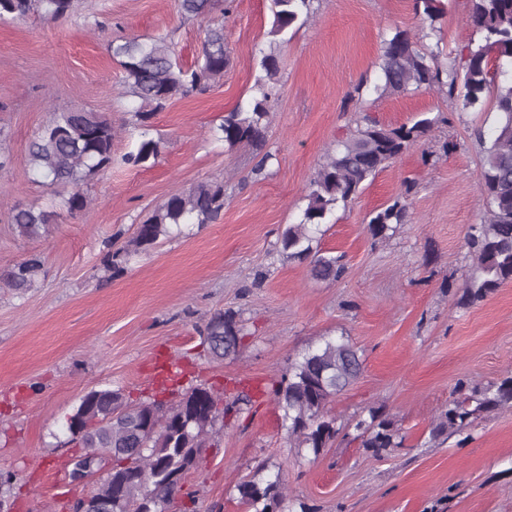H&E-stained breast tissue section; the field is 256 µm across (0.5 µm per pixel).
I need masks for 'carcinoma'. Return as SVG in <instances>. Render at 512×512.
Wrapping results in <instances>:
<instances>
[{
  "label": "carcinoma",
  "instance_id": "carcinoma-1",
  "mask_svg": "<svg viewBox=\"0 0 512 512\" xmlns=\"http://www.w3.org/2000/svg\"><path fill=\"white\" fill-rule=\"evenodd\" d=\"M313 0H272L274 21L270 34H284L303 15H309ZM74 0H0V19L22 20L37 13L47 20L68 16ZM187 17L203 18L213 9L212 0H180ZM416 10L431 22L443 13L441 0H416ZM468 22L479 39L470 40L442 72L436 55L421 52L401 30L385 41L380 65L383 84L375 91L401 94L441 85L448 97L462 108L483 102L495 90L498 125L491 138L483 131L475 137L483 151L479 180L485 199L486 219L470 226L466 245L475 260V272L466 276L463 298L483 299L501 284L512 281V0H472ZM123 70L126 93L140 101L134 111L141 139L135 150L122 156L123 164L141 168L157 159L162 141L149 136L150 120L178 98L206 90L209 82L224 76L229 57L224 45V27L207 29L197 62L181 66L171 43L157 38L149 43L128 41L112 47ZM263 75L256 82L258 95L245 106L226 113L218 126L219 139L228 148L241 144L260 148L265 142L266 119L274 100L278 75L275 55L260 61ZM430 118L388 129L366 116L362 124L340 140L310 183L307 205L301 220L289 225L282 245L288 259L306 261L315 279L337 281L345 272L342 257L313 246V227L341 204L355 198L364 183L386 164L427 135ZM112 122L93 111L57 112L29 150L35 174L54 186L68 189L60 206L69 214L89 205L83 185L97 173L112 167ZM224 210V184L202 182L186 194L171 196L141 224L123 254L131 256L152 248L170 233V226L211 224ZM54 210L17 207L12 215L18 234L38 237L55 221ZM406 206L397 199L377 211L368 222L369 232L384 235L392 224H402ZM41 268L32 255L0 274V283L16 289L29 288ZM210 353L224 358L237 352L243 325L232 312L215 314L205 327ZM362 361L347 342L329 339L308 350L290 367L288 378L272 390L283 411L282 423L288 437L314 456L331 447L339 434L337 419L327 405L360 374ZM251 403L247 394L230 402L210 389L195 388L177 402H128L117 390L89 392L76 409L85 431L80 435L81 453L75 466L99 467L105 449H112V465L101 479L96 497L108 505L107 512H166L180 491L171 476L197 467L200 448L219 437L217 423L241 406ZM512 405V376L484 389H473L462 400L448 401L432 436L461 433L483 412ZM362 447L380 457L402 443L394 421L378 408L369 409V419L355 424ZM238 499L247 512H276L284 500L281 476L260 480L247 476L236 485Z\"/></svg>",
  "mask_w": 512,
  "mask_h": 512
}]
</instances>
